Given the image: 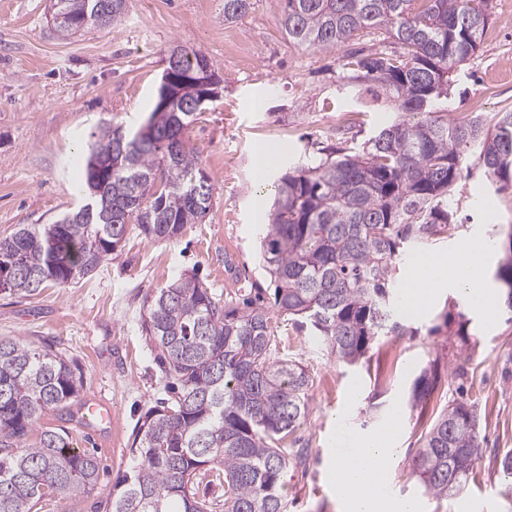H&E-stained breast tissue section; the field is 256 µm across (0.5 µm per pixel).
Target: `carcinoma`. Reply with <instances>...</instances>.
<instances>
[{
	"mask_svg": "<svg viewBox=\"0 0 512 512\" xmlns=\"http://www.w3.org/2000/svg\"><path fill=\"white\" fill-rule=\"evenodd\" d=\"M288 39L322 51L372 30L401 45L399 55H347L355 78L379 85L402 114L362 153L328 150L319 163L279 179L261 259L276 283L278 311L306 319L336 358L354 364L381 336L400 334L390 285L401 258L452 237L448 196L466 152L492 184L512 181V110L492 125L474 116L451 121L436 103L448 97L449 73L477 51L491 0H274ZM98 8L125 15L128 0H51V21L64 39L85 31ZM251 0H224V21L245 16ZM172 85L213 62L174 46ZM137 130L104 127L78 163L85 203L52 224H26L0 239V267L11 268L0 294L27 298L95 272L129 227L170 241L199 224L214 187L184 131L197 111L192 94L157 92ZM498 276L512 310V260ZM142 333L159 351L169 398L149 408L133 431L137 464L112 512H287L283 475L302 459L290 437L308 414L314 377L277 349L269 312L216 297L196 276H181L144 304ZM424 368L407 395L424 414L438 388ZM76 362L51 346L0 337V512H34L53 495L79 497L97 483L96 458L69 448L63 434L28 436L40 415L79 396ZM477 407L448 403L420 438L416 470L424 490L457 495L478 454Z\"/></svg>",
	"mask_w": 512,
	"mask_h": 512,
	"instance_id": "obj_1",
	"label": "carcinoma"
}]
</instances>
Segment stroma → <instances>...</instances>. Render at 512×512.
Instances as JSON below:
<instances>
[{
    "mask_svg": "<svg viewBox=\"0 0 512 512\" xmlns=\"http://www.w3.org/2000/svg\"><path fill=\"white\" fill-rule=\"evenodd\" d=\"M492 15L477 52L457 67L448 89V115L493 123L512 110V0H492ZM50 0H0V239L24 224H49L76 208L79 154L105 122L136 127L151 112L164 61L174 46L199 51L218 69V94L184 137L196 148L214 184L205 220L157 242L131 231L93 275L18 299L0 295V337L67 351L85 388L64 411L44 412L38 424L66 433L70 447L93 452L100 463L87 497L43 501L39 512H109L121 493L120 476L134 467L132 432L139 417L166 397L157 353L141 332L147 298L184 274L212 292L240 297L274 288L260 258L265 227L260 207H271L275 184L289 168L324 158L331 147L362 151L398 116V104L368 81L352 80L345 51H397L394 40L369 33L346 49L313 51L289 42L273 0H252L235 22L224 20V0H129L120 21L69 39L49 21ZM277 144V165L258 177L257 152ZM470 149L450 197L460 228L431 246L448 254L475 237L512 249V184L495 188ZM465 320L467 342L450 333ZM278 352L302 361L314 377L310 413L297 430L306 466L284 477L288 512H339L332 478L339 426L370 433L395 427L397 453L386 463L389 492L415 502L419 512H512L504 495L500 456L512 449V311L495 322L440 291L427 311L407 318L400 336L375 341L349 365L319 341L311 326L273 313ZM425 368L440 385L429 413L448 401L475 402L480 452L463 490L451 498L426 494L413 471L425 419L411 412L407 393ZM100 400L111 422L85 421L84 402Z\"/></svg>",
    "mask_w": 512,
    "mask_h": 512,
    "instance_id": "1",
    "label": "stroma"
}]
</instances>
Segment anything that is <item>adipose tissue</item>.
Here are the masks:
<instances>
[{
    "label": "adipose tissue",
    "mask_w": 512,
    "mask_h": 512,
    "mask_svg": "<svg viewBox=\"0 0 512 512\" xmlns=\"http://www.w3.org/2000/svg\"><path fill=\"white\" fill-rule=\"evenodd\" d=\"M497 249L495 241L487 240L478 248L464 245L449 259L436 255L415 259L412 278L423 279L426 269L433 265L442 268L443 273L423 287L405 289L404 309L422 312L431 305L439 289L448 288L476 296L486 321H494L502 305L489 274ZM347 439L350 453L337 456L334 469L340 512H417L412 502L393 499L387 492L384 467L394 452L391 430L351 433Z\"/></svg>",
    "instance_id": "ef3b65f1"
}]
</instances>
